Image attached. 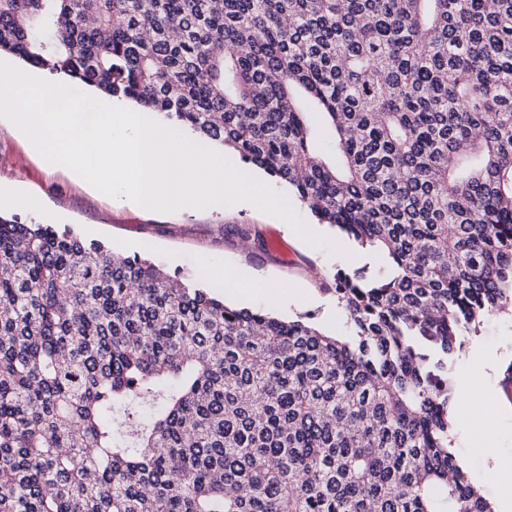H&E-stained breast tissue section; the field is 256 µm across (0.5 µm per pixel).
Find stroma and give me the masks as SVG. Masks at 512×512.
<instances>
[{"mask_svg": "<svg viewBox=\"0 0 512 512\" xmlns=\"http://www.w3.org/2000/svg\"><path fill=\"white\" fill-rule=\"evenodd\" d=\"M0 188L28 199V206L17 210L22 220L68 227L113 251L150 258L172 276L222 293L227 304L262 308L284 318L310 317L329 335L348 332L334 294L336 270L381 266L380 260L348 240L341 255L312 247L283 220L245 203L159 213L141 210L129 200L115 202L68 167L46 164L20 133H0ZM240 226L258 234L260 244L242 246L236 233ZM204 259L266 283L272 295L249 288L226 292L223 284L205 277L200 268ZM477 338L498 360L497 370L486 380L491 410L481 426L470 415L459 414L452 431L453 450L473 477L485 463V427L496 429L498 454L512 464V398L501 386L512 365V316L498 313L488 318L480 324Z\"/></svg>", "mask_w": 512, "mask_h": 512, "instance_id": "35a3bbf8", "label": "stroma"}]
</instances>
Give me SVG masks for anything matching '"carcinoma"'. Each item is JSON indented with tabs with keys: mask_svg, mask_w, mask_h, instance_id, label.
Returning a JSON list of instances; mask_svg holds the SVG:
<instances>
[{
	"mask_svg": "<svg viewBox=\"0 0 512 512\" xmlns=\"http://www.w3.org/2000/svg\"><path fill=\"white\" fill-rule=\"evenodd\" d=\"M2 53L287 183L382 268L336 270L331 336L0 214V512H495L444 373L512 300V0H0Z\"/></svg>",
	"mask_w": 512,
	"mask_h": 512,
	"instance_id": "carcinoma-1",
	"label": "carcinoma"
}]
</instances>
